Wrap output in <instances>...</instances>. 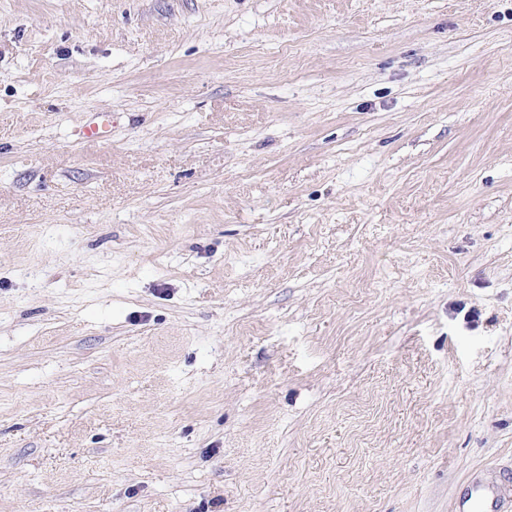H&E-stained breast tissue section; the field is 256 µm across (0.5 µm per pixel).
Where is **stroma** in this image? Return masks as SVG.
I'll list each match as a JSON object with an SVG mask.
<instances>
[{
    "label": "stroma",
    "mask_w": 512,
    "mask_h": 512,
    "mask_svg": "<svg viewBox=\"0 0 512 512\" xmlns=\"http://www.w3.org/2000/svg\"><path fill=\"white\" fill-rule=\"evenodd\" d=\"M492 469L512 0H0V512H455ZM111 126V113H102L83 127V130L80 131L81 138L86 142L103 141L108 137L109 129Z\"/></svg>",
    "instance_id": "35a3bbf8"
}]
</instances>
